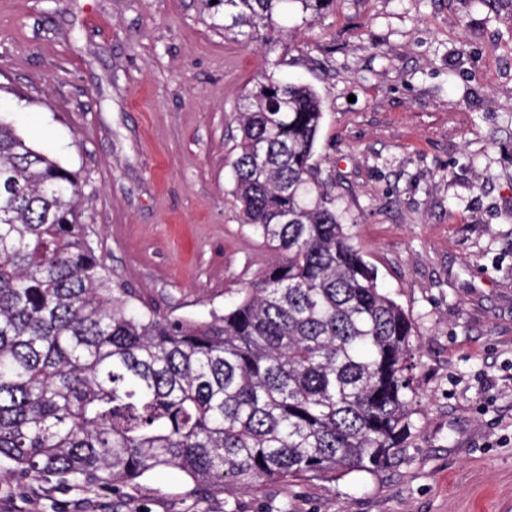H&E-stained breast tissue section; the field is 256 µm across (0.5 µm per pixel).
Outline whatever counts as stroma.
Here are the masks:
<instances>
[{"instance_id": "obj_1", "label": "stroma", "mask_w": 512, "mask_h": 512, "mask_svg": "<svg viewBox=\"0 0 512 512\" xmlns=\"http://www.w3.org/2000/svg\"><path fill=\"white\" fill-rule=\"evenodd\" d=\"M288 50L201 0H0V108L81 184L115 282L209 318L273 259L230 163L262 72L318 92L317 156L419 334L400 451L340 479L216 493L176 469L76 491L0 462V512H512V0H335Z\"/></svg>"}]
</instances>
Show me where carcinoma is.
<instances>
[{"label": "carcinoma", "instance_id": "carcinoma-1", "mask_svg": "<svg viewBox=\"0 0 512 512\" xmlns=\"http://www.w3.org/2000/svg\"><path fill=\"white\" fill-rule=\"evenodd\" d=\"M236 38L334 0H202ZM313 86L262 75L231 162L274 252L207 320L132 309L80 219L78 176L0 114V461L81 488L173 468L222 492L389 463L416 414L417 334L336 209Z\"/></svg>", "mask_w": 512, "mask_h": 512}]
</instances>
